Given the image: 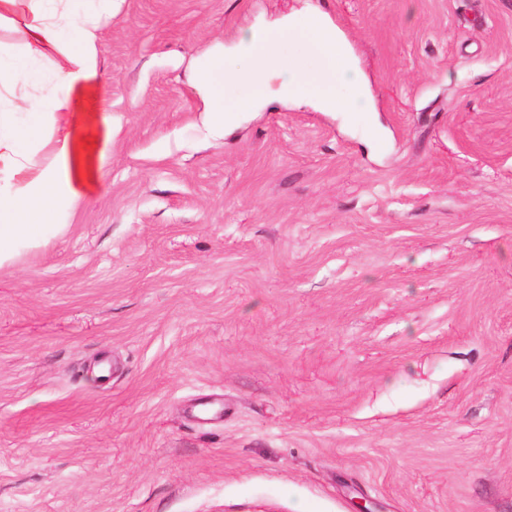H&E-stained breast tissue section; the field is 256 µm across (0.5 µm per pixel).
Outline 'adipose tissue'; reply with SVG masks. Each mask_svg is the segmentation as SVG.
Here are the masks:
<instances>
[{
  "label": "adipose tissue",
  "mask_w": 512,
  "mask_h": 512,
  "mask_svg": "<svg viewBox=\"0 0 512 512\" xmlns=\"http://www.w3.org/2000/svg\"><path fill=\"white\" fill-rule=\"evenodd\" d=\"M103 0H0V29L25 6L24 41L0 54V93L36 79L50 66L55 89L0 113V268L41 247L91 198L103 174L111 130L97 131L88 109L97 96L96 19Z\"/></svg>",
  "instance_id": "adipose-tissue-1"
}]
</instances>
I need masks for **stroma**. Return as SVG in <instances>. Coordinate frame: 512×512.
Wrapping results in <instances>:
<instances>
[{
    "label": "stroma",
    "mask_w": 512,
    "mask_h": 512,
    "mask_svg": "<svg viewBox=\"0 0 512 512\" xmlns=\"http://www.w3.org/2000/svg\"><path fill=\"white\" fill-rule=\"evenodd\" d=\"M312 8L367 112L210 133ZM93 202L0 270V512H512V0H112Z\"/></svg>",
    "instance_id": "35a3bbf8"
}]
</instances>
